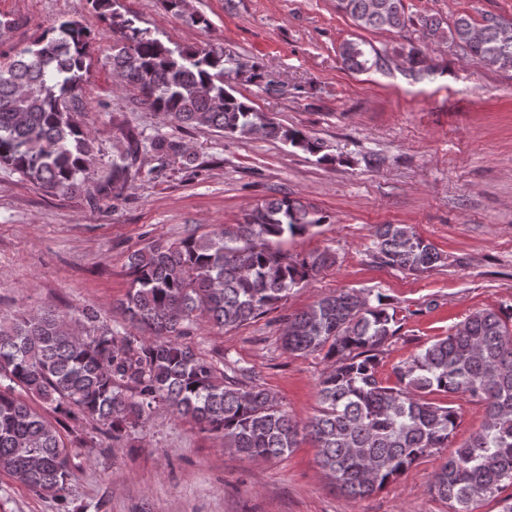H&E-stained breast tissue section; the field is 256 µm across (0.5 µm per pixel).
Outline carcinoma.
Segmentation results:
<instances>
[{"label":"carcinoma","mask_w":512,"mask_h":512,"mask_svg":"<svg viewBox=\"0 0 512 512\" xmlns=\"http://www.w3.org/2000/svg\"><path fill=\"white\" fill-rule=\"evenodd\" d=\"M111 18L112 73L140 93V101L180 126H205L226 137L280 141L318 156L321 145L286 127L232 93L244 70L220 51L165 46L112 10L114 0H91ZM338 7L371 29H400L403 0H338ZM503 20L484 18L480 37L460 17L448 42L473 56L512 61V37ZM90 32L80 22L51 25L32 46L0 60V165L48 194L89 185L99 196L118 194L132 177L139 140L128 135L125 152L108 174L95 173L91 134L80 117L87 104L83 77L91 67ZM353 72L381 71L388 60L360 44L340 47ZM325 223L311 205L270 198L240 224H225L177 242L148 245L128 256L133 276L120 307L138 335L119 336L89 305L78 315L39 309L0 320V472L40 495L66 500L82 467L65 444H88L81 424L93 421L115 444L129 440L160 406L215 432L224 447L249 458L272 459L297 447L305 433L319 464L347 498L373 495L422 457L449 447L460 418L435 393L485 407L481 427L434 474L430 490L448 512H476L478 504L512 485V306L472 312L452 333L435 339L393 369L396 383L380 376V355L397 334V314L382 295L376 303L350 291L324 296L285 319L282 347L328 362L319 382L318 414L301 426L274 393L236 369L199 356L183 341L201 319L226 330L274 310L288 292L334 263L327 252L292 260L278 248ZM374 262L412 275L444 261L409 224H380ZM48 405L49 421L16 389Z\"/></svg>","instance_id":"obj_1"}]
</instances>
